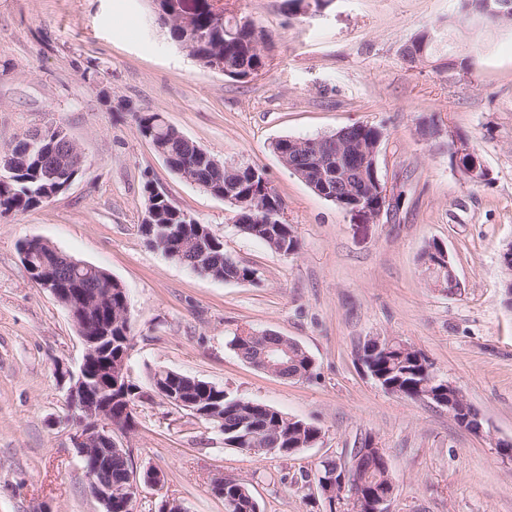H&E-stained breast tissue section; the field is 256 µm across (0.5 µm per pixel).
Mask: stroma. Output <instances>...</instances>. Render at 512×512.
<instances>
[{
	"mask_svg": "<svg viewBox=\"0 0 512 512\" xmlns=\"http://www.w3.org/2000/svg\"><path fill=\"white\" fill-rule=\"evenodd\" d=\"M269 36V65L232 79L202 66L170 37L152 0H0V148L25 131L62 125L86 157L67 191L25 213L0 214V512H104L71 443L76 428L55 367L77 368L80 337L67 311L34 284L21 242L39 238L99 266L128 293L126 361L140 386L134 430L113 432L141 485L137 512L164 497L184 512H224L209 491L221 474L248 483L261 512H329L305 476L370 437L395 492L388 512H512V308L503 299L502 247L512 242V24L459 23L460 0H222ZM431 31L429 62L400 50ZM460 64L447 70V56ZM157 112L229 163L264 170L300 241L284 256L242 234L229 203L173 172L139 136L137 112ZM443 136L427 139L425 123ZM352 124L383 132L379 173L402 192L396 215L370 223L344 213L291 174L274 140ZM466 137L491 173L467 182L448 133ZM210 226L254 283L215 280L164 257L141 235L143 185ZM443 243L461 282L429 288L420 255ZM273 332L311 356L310 378L272 376L230 341ZM393 337L421 350L458 386L484 435L446 408L387 393L363 371V341ZM173 370L272 406L321 430L288 457L241 453L217 429L178 416L151 386Z\"/></svg>",
	"mask_w": 512,
	"mask_h": 512,
	"instance_id": "35a3bbf8",
	"label": "stroma"
}]
</instances>
